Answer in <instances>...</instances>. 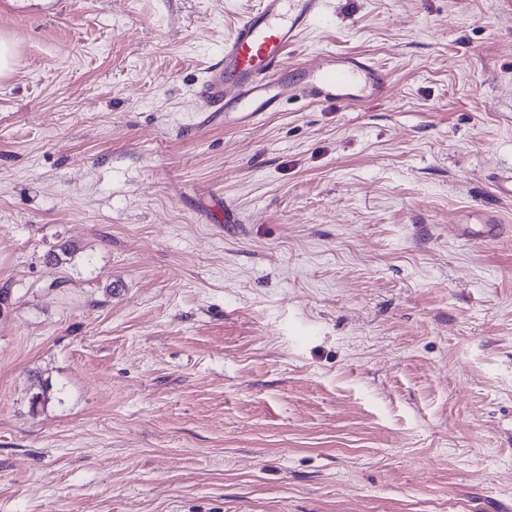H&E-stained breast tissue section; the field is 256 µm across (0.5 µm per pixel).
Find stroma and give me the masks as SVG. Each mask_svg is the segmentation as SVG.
<instances>
[{"instance_id": "stroma-1", "label": "stroma", "mask_w": 512, "mask_h": 512, "mask_svg": "<svg viewBox=\"0 0 512 512\" xmlns=\"http://www.w3.org/2000/svg\"><path fill=\"white\" fill-rule=\"evenodd\" d=\"M258 2L0 7V512H512V0H330L388 94L228 127Z\"/></svg>"}]
</instances>
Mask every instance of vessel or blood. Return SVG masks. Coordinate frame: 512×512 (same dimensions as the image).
<instances>
[{
    "instance_id": "1",
    "label": "vessel or blood",
    "mask_w": 512,
    "mask_h": 512,
    "mask_svg": "<svg viewBox=\"0 0 512 512\" xmlns=\"http://www.w3.org/2000/svg\"><path fill=\"white\" fill-rule=\"evenodd\" d=\"M329 0H261L224 45V59L208 69L201 96L228 126L254 123L286 101L352 104L382 97L388 76L361 54L324 50L314 64L285 63L301 36L325 15Z\"/></svg>"
}]
</instances>
